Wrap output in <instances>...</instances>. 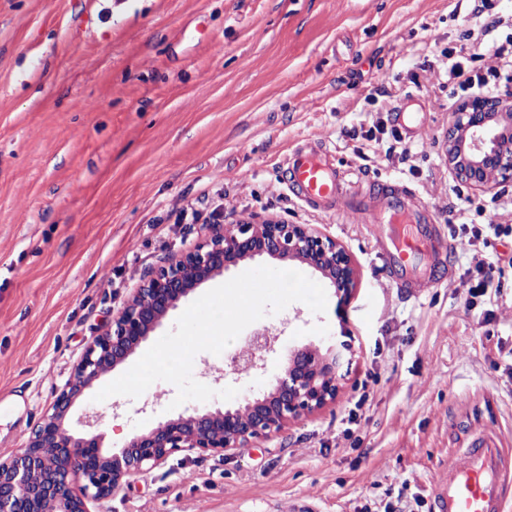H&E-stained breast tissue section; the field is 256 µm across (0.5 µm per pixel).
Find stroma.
<instances>
[{"mask_svg": "<svg viewBox=\"0 0 512 512\" xmlns=\"http://www.w3.org/2000/svg\"><path fill=\"white\" fill-rule=\"evenodd\" d=\"M0 0V456L21 448L88 345L148 272L203 225L313 224L352 254L349 300L296 301L254 322L279 337L263 369L224 383L261 394L304 344L342 332L354 356L335 404L230 455L182 453L131 478L100 512H429L430 476L472 430L512 433V237H490L500 289L469 305L471 254L451 242L422 298L392 288L366 225L333 223L284 184L288 155L320 140L337 169L416 194L443 236L512 225V184L476 193L450 174L460 105L441 52L512 16L492 0ZM423 99V129L387 156L395 108ZM73 408L105 449L169 418L176 387ZM358 426L345 419L360 390ZM355 408V407H354Z\"/></svg>", "mask_w": 512, "mask_h": 512, "instance_id": "35a3bbf8", "label": "stroma"}]
</instances>
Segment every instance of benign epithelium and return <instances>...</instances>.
<instances>
[{"label": "benign epithelium", "instance_id": "obj_1", "mask_svg": "<svg viewBox=\"0 0 512 512\" xmlns=\"http://www.w3.org/2000/svg\"><path fill=\"white\" fill-rule=\"evenodd\" d=\"M445 154L453 176L477 193L511 183L512 93L462 103L448 126ZM257 256L296 260L329 279L343 297L353 287L351 255L311 224L206 225L193 248L169 257L134 289L86 348L71 378L55 389L50 408L23 448L0 458V512H91V504L112 497L131 477L175 453L222 455L252 440L269 439L288 423L334 404L352 353L350 339L326 350L314 344L296 347L262 396L245 398L235 410L169 418L131 435L117 452L104 450L97 435L68 433L66 420L78 398L134 354L182 299ZM275 341L269 333L255 334L233 357V370L260 369L264 356L275 352Z\"/></svg>", "mask_w": 512, "mask_h": 512}]
</instances>
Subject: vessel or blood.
<instances>
[{"label":"vessel or blood","mask_w":512,"mask_h":512,"mask_svg":"<svg viewBox=\"0 0 512 512\" xmlns=\"http://www.w3.org/2000/svg\"><path fill=\"white\" fill-rule=\"evenodd\" d=\"M290 188L310 208L333 219L355 217L372 231L392 287L420 295L436 283L430 271L447 246L437 238L429 212L397 184L373 192L348 180L325 143L306 141L288 156ZM512 499V450L495 429H484L466 447L449 452L432 477V512H505Z\"/></svg>","instance_id":"1"}]
</instances>
